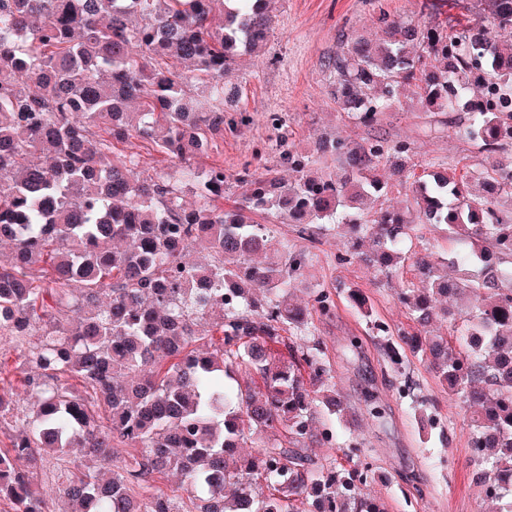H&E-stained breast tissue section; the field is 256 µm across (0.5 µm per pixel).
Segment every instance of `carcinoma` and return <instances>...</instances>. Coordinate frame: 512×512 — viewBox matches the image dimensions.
Wrapping results in <instances>:
<instances>
[{
  "label": "carcinoma",
  "instance_id": "obj_1",
  "mask_svg": "<svg viewBox=\"0 0 512 512\" xmlns=\"http://www.w3.org/2000/svg\"><path fill=\"white\" fill-rule=\"evenodd\" d=\"M489 2L491 26L455 31L379 9L384 38L348 37L325 61L338 110L372 126L409 94L423 112L469 113L455 134L481 151H508L512 0ZM273 5L74 0L64 10L61 0H0V242L13 245L11 264H0V338L23 357L33 398L0 451V499L11 512H47L41 462L71 448L86 462L66 475L69 512H181L151 484L171 471L191 488L189 512H385L361 493L363 472L304 453L308 441L332 443L315 421L343 417L345 403L305 334L309 311L330 313V293L315 291L309 310L290 299L310 251L254 260L283 223L312 247L337 223V262L372 260L387 274L428 224L470 241L449 259L453 278L425 256L413 260L419 285L399 301L414 327L384 348L395 364L408 351L421 357L469 415L474 478L493 512H512V266L495 260L512 256V211L468 177L428 168L411 186L418 221L375 208L386 195L382 159L395 156L409 178L411 142L320 138L303 152L285 122L274 129L291 182L246 165L245 193L224 207V165L197 166L237 126L224 74L262 47ZM186 61L204 81L197 97L176 69ZM474 84L498 91L497 107L467 96ZM132 138L174 161L170 172L137 176V155L116 153ZM330 159L344 162L345 176ZM480 180L512 196V161ZM184 184L194 207L180 201ZM193 244L206 245V262L183 261ZM226 292L232 302H219ZM460 294L474 303L459 336H428L439 299ZM42 324L39 342L24 346ZM248 433L267 440L241 454ZM116 442L136 455L102 477Z\"/></svg>",
  "mask_w": 512,
  "mask_h": 512
}]
</instances>
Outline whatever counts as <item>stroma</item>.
Masks as SVG:
<instances>
[{
    "mask_svg": "<svg viewBox=\"0 0 512 512\" xmlns=\"http://www.w3.org/2000/svg\"><path fill=\"white\" fill-rule=\"evenodd\" d=\"M382 9L451 29L491 21L483 0H379L375 5L370 0H277L272 30L261 51L241 60L224 78L226 85L238 90L232 109L251 119L250 124L225 132L209 153L210 161L223 162L229 177L225 202L240 199L243 188L235 177L253 159H260L263 168L277 176L291 177L275 132L265 123L271 112L287 113L289 133L303 143L322 133L356 141L408 140L421 166L445 162L462 175L491 164V157L471 141L452 134H424L428 116L418 109L400 107L371 127L339 112L328 93L329 77L322 62L343 35L356 31L380 37L375 18ZM341 247L342 239L334 231L311 249L306 279L294 299L308 306L312 291L323 288L335 303L331 316L309 315L308 337L320 344L345 396L347 411L335 427L336 438H357L359 453L340 455L310 442L306 455L318 463L332 457L346 466L367 468L363 490L383 499L388 512H488L470 466L467 415L458 412L445 386L420 358L410 355L395 365L382 349L385 335L412 325L398 301L401 290L417 279L412 265L386 277L376 266L337 263ZM353 289L367 298L370 315L350 302Z\"/></svg>",
    "mask_w": 512,
    "mask_h": 512,
    "instance_id": "1",
    "label": "stroma"
}]
</instances>
